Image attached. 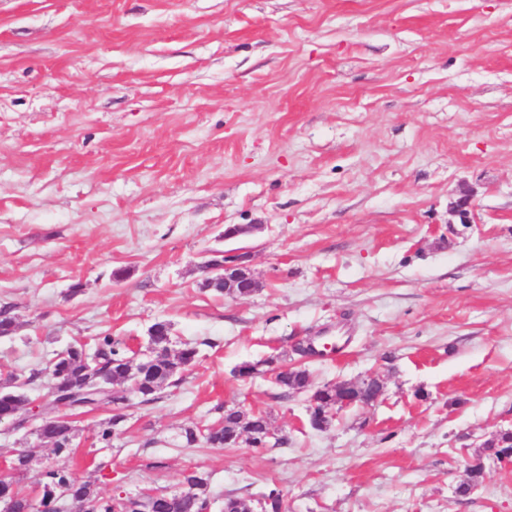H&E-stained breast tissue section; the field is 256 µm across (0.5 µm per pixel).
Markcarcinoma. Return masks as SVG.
<instances>
[{
  "instance_id": "1",
  "label": "carcinoma",
  "mask_w": 512,
  "mask_h": 512,
  "mask_svg": "<svg viewBox=\"0 0 512 512\" xmlns=\"http://www.w3.org/2000/svg\"><path fill=\"white\" fill-rule=\"evenodd\" d=\"M149 335L152 344L151 355L137 360L130 355L126 345L110 336L96 338L93 356L101 364L100 375L88 378L85 374L91 357L88 356L86 345L76 342L49 360L48 366L30 373L27 377L14 375L5 383V389H0V413H9L14 418H21L29 413L28 405L31 400L24 393V388L45 376L49 381V394L46 404L55 407L61 401L56 391L80 381L84 389L92 387L111 388L117 383H124L134 390V393L144 400H151L157 390L165 383L176 386L180 379L176 375L183 369L193 365L199 355L198 346L186 343L175 356L168 353L171 343L170 324L158 321L150 326ZM281 364L280 357L271 355L257 362H243L236 367L237 374L249 378L259 373V367H265V372L271 373ZM276 386L285 390H306L310 387L307 370H293L288 379L276 378ZM237 427L248 432L246 443L251 448H265L270 443L268 419L262 415L247 417L244 424H239L235 414H224L218 422L202 430L188 428L185 439L191 443L202 438L204 442L215 446L224 445L225 434ZM43 440L53 446L54 451L68 452L72 446V428L46 419L39 429ZM181 484L188 486L190 493L184 496H161L143 505L132 497H105L97 491L95 481L83 480L80 477L52 468L42 474L39 483L41 497H46L47 489L53 488L65 495L66 502L77 512H205L209 507L207 495V480L196 471L183 474ZM264 512H282L283 495L280 490L272 489L261 495L258 500Z\"/></svg>"
}]
</instances>
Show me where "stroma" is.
<instances>
[{"mask_svg":"<svg viewBox=\"0 0 512 512\" xmlns=\"http://www.w3.org/2000/svg\"><path fill=\"white\" fill-rule=\"evenodd\" d=\"M214 250L249 254L251 297L197 288ZM2 306L0 385L106 334L148 352L160 320L200 346L111 448L109 409L69 454L0 430L28 493L49 467L107 497L196 469L210 512L275 488L284 512H512L486 446L512 431V0H0ZM338 334L342 357L297 350ZM271 355L384 393L312 429L305 393L234 372ZM221 404L279 445H186Z\"/></svg>","mask_w":512,"mask_h":512,"instance_id":"stroma-1","label":"stroma"}]
</instances>
